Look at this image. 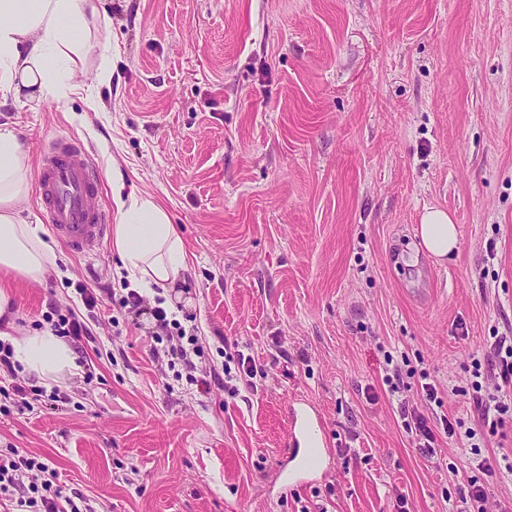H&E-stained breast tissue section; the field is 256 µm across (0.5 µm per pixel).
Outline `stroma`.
<instances>
[{
	"label": "stroma",
	"mask_w": 512,
	"mask_h": 512,
	"mask_svg": "<svg viewBox=\"0 0 512 512\" xmlns=\"http://www.w3.org/2000/svg\"><path fill=\"white\" fill-rule=\"evenodd\" d=\"M112 20L62 101H0L31 157L69 136L112 190L156 195L188 273L169 291L195 329L208 394L155 362L146 317H121L129 283L111 245L76 252L46 233L58 268L13 282L19 324L86 313L83 375L31 407L0 412V453L55 469L87 512H451L453 468L471 445L497 457L488 489L512 512V420L483 427L467 393L473 359L512 336V0H106ZM113 70L100 84L103 64ZM454 219L459 249L437 263L415 229ZM252 358L255 388L225 368ZM430 373L475 438L414 448L384 377L389 359ZM313 403L331 465L271 491L292 401Z\"/></svg>",
	"instance_id": "obj_1"
}]
</instances>
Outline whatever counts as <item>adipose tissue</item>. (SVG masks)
<instances>
[{
    "label": "adipose tissue",
    "mask_w": 512,
    "mask_h": 512,
    "mask_svg": "<svg viewBox=\"0 0 512 512\" xmlns=\"http://www.w3.org/2000/svg\"><path fill=\"white\" fill-rule=\"evenodd\" d=\"M108 21L103 0H0V92L23 106L58 99L60 87L82 73L92 28ZM30 189L29 152L13 127L0 124V273L39 283L56 267L57 256L41 226L21 215ZM112 198L117 211L112 252L121 271L146 291L174 287L187 270L186 254L166 209L136 188L115 190ZM418 235L440 261L459 245L457 226L442 209L424 210ZM12 303L9 284L0 285V337L10 343L22 373L56 385L79 375L77 355L66 338L48 327L17 325L9 317Z\"/></svg>",
    "instance_id": "adipose-tissue-1"
}]
</instances>
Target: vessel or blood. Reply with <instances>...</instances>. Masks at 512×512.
<instances>
[{
  "label": "vessel or blood",
  "instance_id": "b4317fda",
  "mask_svg": "<svg viewBox=\"0 0 512 512\" xmlns=\"http://www.w3.org/2000/svg\"><path fill=\"white\" fill-rule=\"evenodd\" d=\"M38 194L42 217L56 237L78 252L98 249L110 231L100 176L86 147L71 137L58 138L40 156ZM291 449L278 464L282 485L314 482L326 453L310 447L321 429L316 410L305 402L290 409Z\"/></svg>",
  "mask_w": 512,
  "mask_h": 512
}]
</instances>
